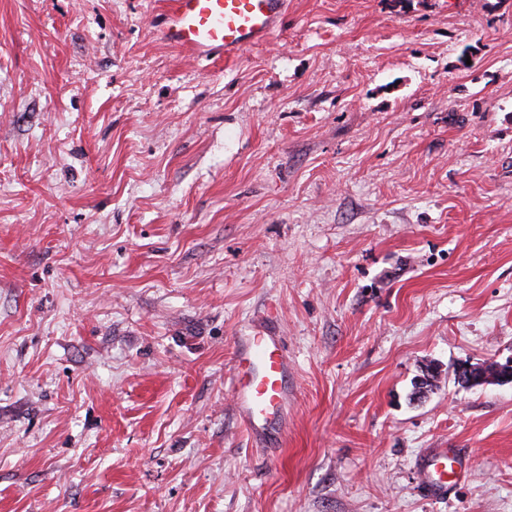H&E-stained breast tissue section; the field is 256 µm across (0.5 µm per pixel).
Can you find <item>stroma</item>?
Returning <instances> with one entry per match:
<instances>
[{
	"label": "stroma",
	"instance_id": "obj_1",
	"mask_svg": "<svg viewBox=\"0 0 512 512\" xmlns=\"http://www.w3.org/2000/svg\"><path fill=\"white\" fill-rule=\"evenodd\" d=\"M164 9L0 0V512H512V382L456 380L512 362V0H288L209 62ZM237 352L235 411L253 439L262 442L288 425V357L282 337L265 331L241 336ZM470 457L462 448H426L419 459L422 490L434 499H444L470 471Z\"/></svg>",
	"mask_w": 512,
	"mask_h": 512
}]
</instances>
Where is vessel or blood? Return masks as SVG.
Instances as JSON below:
<instances>
[{
	"mask_svg": "<svg viewBox=\"0 0 512 512\" xmlns=\"http://www.w3.org/2000/svg\"><path fill=\"white\" fill-rule=\"evenodd\" d=\"M287 0H167L162 40L190 58H232L269 41L287 14ZM236 414L262 441L288 425V358L282 339L264 331L241 337L234 365ZM470 457L461 448H429L419 460L422 490L434 499L465 481Z\"/></svg>",
	"mask_w": 512,
	"mask_h": 512,
	"instance_id": "b4317fda",
	"label": "vessel or blood"
}]
</instances>
